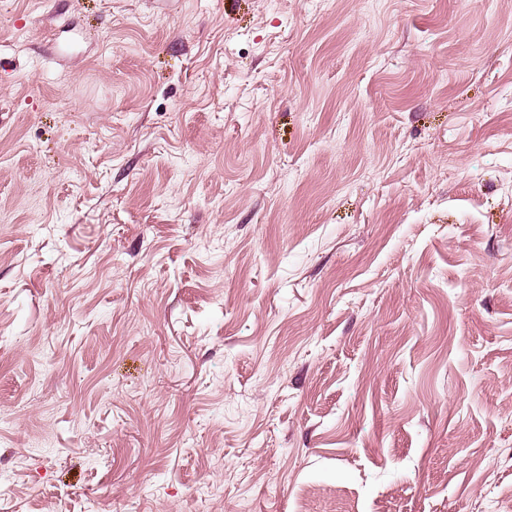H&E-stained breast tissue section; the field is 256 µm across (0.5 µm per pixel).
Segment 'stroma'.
Segmentation results:
<instances>
[{
	"label": "stroma",
	"instance_id": "1",
	"mask_svg": "<svg viewBox=\"0 0 512 512\" xmlns=\"http://www.w3.org/2000/svg\"><path fill=\"white\" fill-rule=\"evenodd\" d=\"M0 512H512V0H0Z\"/></svg>",
	"mask_w": 512,
	"mask_h": 512
}]
</instances>
